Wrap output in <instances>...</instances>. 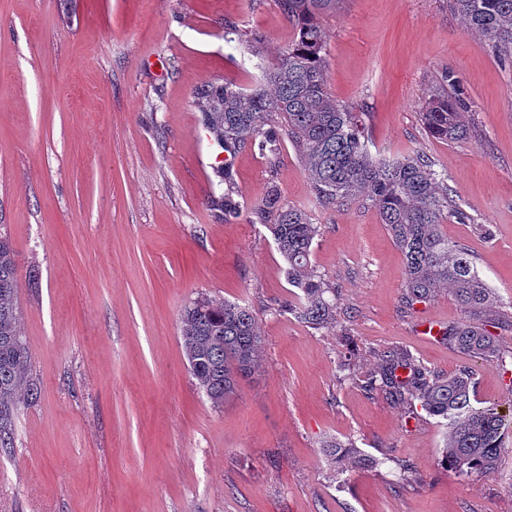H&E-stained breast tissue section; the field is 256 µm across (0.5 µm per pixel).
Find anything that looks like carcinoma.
Returning a JSON list of instances; mask_svg holds the SVG:
<instances>
[{"instance_id":"obj_1","label":"carcinoma","mask_w":512,"mask_h":512,"mask_svg":"<svg viewBox=\"0 0 512 512\" xmlns=\"http://www.w3.org/2000/svg\"><path fill=\"white\" fill-rule=\"evenodd\" d=\"M343 0H278L293 26L288 47L266 74L267 87L246 95L228 83H210L196 92L204 127L226 151L248 144L276 156L281 138L298 151L314 196L325 209L361 203L374 208L404 256L401 302L408 308L448 291L474 315L468 323L438 330V339L482 361L503 360L488 326L496 317L495 296L479 275L468 250L451 242L442 224L469 216L439 185L436 173L418 155L377 159L370 155L363 116L366 104L346 106L329 92L327 59L321 20L336 13ZM448 10L483 37L490 51L512 62V0H446ZM471 102L453 70L444 72L439 88L422 98L419 113L426 133L448 142L466 138L463 115ZM258 218L269 230L288 264V281L299 290L282 308L308 327L329 329L336 323L334 287L310 264L311 248L320 227L302 209L282 202L271 187ZM180 339L186 358L200 362L191 371L195 385L215 407L236 394L239 380L261 365L264 339L256 314L228 300L201 298L185 306ZM31 353L19 327L17 268L14 248L0 233V448L13 447L14 415L22 402L40 397L30 377ZM476 365L441 376L419 363L401 347L379 356L360 388L380 394L408 410L420 406L445 421L448 436L440 462L460 477L489 475L500 464L512 420L488 403L475 407ZM324 452L336 462L371 470L380 461L357 448L352 440H329Z\"/></svg>"}]
</instances>
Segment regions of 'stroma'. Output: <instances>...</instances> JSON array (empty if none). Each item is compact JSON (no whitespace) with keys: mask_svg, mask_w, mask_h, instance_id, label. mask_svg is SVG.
<instances>
[{"mask_svg":"<svg viewBox=\"0 0 512 512\" xmlns=\"http://www.w3.org/2000/svg\"><path fill=\"white\" fill-rule=\"evenodd\" d=\"M322 24L330 92L367 103L373 156L414 153L444 178L472 221L442 231L511 315L512 63L446 0H344ZM291 38L277 0H0V226L41 388L0 449V512H512V450L493 474L457 476L440 463L444 421L359 386L390 347L444 375L470 362L427 331L468 321L448 291L403 308L404 258L377 212L321 208L287 141L230 156L236 216L209 205L226 186L196 91L251 92ZM449 69L472 101L455 142L418 109ZM273 185L321 227L311 261L335 287V328L277 308L296 290L257 218ZM200 298L250 306L265 339L219 409L180 342ZM493 334L508 358L479 363L475 401L510 418L512 327ZM334 438L380 466L331 462Z\"/></svg>","mask_w":512,"mask_h":512,"instance_id":"obj_1","label":"stroma"}]
</instances>
